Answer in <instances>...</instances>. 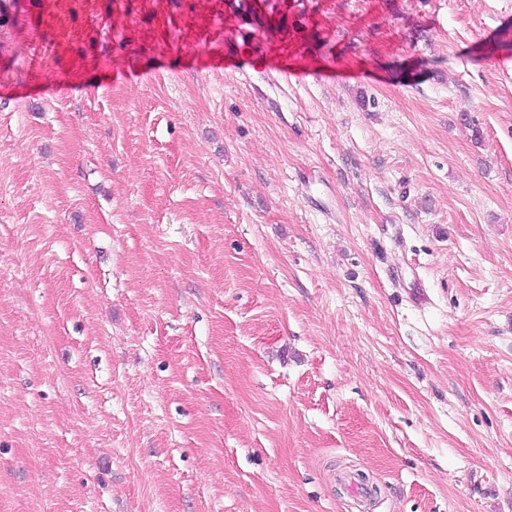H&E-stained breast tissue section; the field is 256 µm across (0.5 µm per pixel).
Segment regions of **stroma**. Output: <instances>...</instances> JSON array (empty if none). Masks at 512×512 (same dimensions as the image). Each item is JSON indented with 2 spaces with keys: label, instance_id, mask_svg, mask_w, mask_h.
I'll use <instances>...</instances> for the list:
<instances>
[{
  "label": "stroma",
  "instance_id": "35a3bbf8",
  "mask_svg": "<svg viewBox=\"0 0 512 512\" xmlns=\"http://www.w3.org/2000/svg\"><path fill=\"white\" fill-rule=\"evenodd\" d=\"M28 2L0 512H512V0ZM259 39H253V48L246 53L243 49L235 53L224 52V70L233 74H238L245 80L251 79L254 74H263L271 71H277L282 75H287L288 71L278 65V60L272 59L262 50H257L255 45Z\"/></svg>",
  "mask_w": 512,
  "mask_h": 512
}]
</instances>
